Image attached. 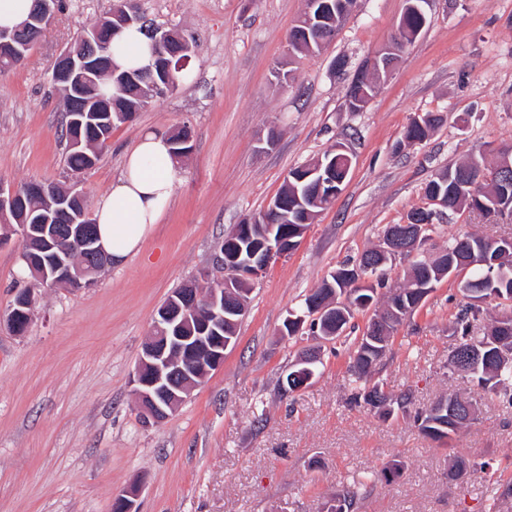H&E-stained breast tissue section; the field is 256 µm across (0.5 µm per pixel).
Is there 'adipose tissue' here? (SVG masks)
<instances>
[{"label": "adipose tissue", "mask_w": 512, "mask_h": 512, "mask_svg": "<svg viewBox=\"0 0 512 512\" xmlns=\"http://www.w3.org/2000/svg\"><path fill=\"white\" fill-rule=\"evenodd\" d=\"M173 157L167 133L148 129L124 153L111 196L94 214L99 243L113 264L136 254L160 223L174 196Z\"/></svg>", "instance_id": "adipose-tissue-1"}]
</instances>
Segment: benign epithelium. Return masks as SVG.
Here are the masks:
<instances>
[{
	"label": "benign epithelium",
	"instance_id": "benign-epithelium-1",
	"mask_svg": "<svg viewBox=\"0 0 512 512\" xmlns=\"http://www.w3.org/2000/svg\"><path fill=\"white\" fill-rule=\"evenodd\" d=\"M306 11L297 26L305 33H313L317 46H322V23L325 22L322 0H306ZM58 10V0H35V9L30 17L17 29L3 31L0 29V68L3 70L18 59H23L33 45L30 37L38 34L53 19ZM141 21V15L135 11L127 10L123 15L112 16V32L117 33L122 28ZM103 23H98L84 32L79 44H70L58 55L53 71L52 80L65 95L72 97H85L91 87L89 60L97 55L106 53L107 43L101 37ZM156 44L164 49L176 48V54L190 55L194 52L193 46L181 36L166 31L160 27L152 32ZM315 46V47H317ZM310 47V50H315ZM401 41L398 35H393L385 51L373 58L369 67L376 79L390 74L398 62ZM165 55H160V61L155 67H150L143 74V81L150 88L170 92L174 89L171 84L162 85L157 80L154 69H162ZM306 172L304 178L317 176L318 190H327L329 197H337L342 189L336 187V181L330 179L329 171L323 168V161L318 159L312 163L301 166ZM35 191L43 198L53 197L56 209L64 212L70 219V224H86L89 217L83 208L84 199L82 191L73 185L57 195L53 187L47 184H38ZM23 200L22 193L13 187H5L0 183V211L16 209ZM254 220H247L237 225L234 233L224 239L221 245L218 263L224 267V280L220 287L212 288L204 293L186 283L177 289L157 310L151 336L142 345L137 364L132 374L133 395L135 407L143 420L158 425L164 422L176 408L184 402L195 387L196 381L205 375L218 370L224 365V351L229 347L225 343L222 331H230L244 315L245 289L243 285L254 282L277 258L287 256L294 247V238L303 234L307 225L303 224L288 232L283 229L272 237L264 231L258 238L253 236ZM431 225L414 216L409 222L401 225L383 240L379 251L388 254L418 249L419 243L426 239ZM30 228L26 224L17 227L5 226L0 229V244L16 240L20 245L29 240ZM43 236L48 238L47 244L63 256V260L52 268H41L37 272L43 287L56 288L62 285L81 288L91 284L93 274L101 271L110 260L103 249L94 245L92 236L83 229H72L62 232L51 223V216L45 215ZM78 240L79 246L93 259L82 269H75L70 263L69 244ZM252 242L249 259L240 261L239 240ZM470 265L461 261H448V275L458 280L465 287L466 294L470 295L468 301L482 304L496 299V296L481 295L467 288L469 279L466 278ZM380 271L375 264L357 265L347 272V279L352 287H369L377 282ZM312 319L319 317L354 314L355 307L349 304L348 299H333L331 305L311 306ZM316 361V353L310 352L294 365L291 378L308 383L314 377L310 365ZM140 488L130 487L116 498L114 509L116 512H139L137 501Z\"/></svg>",
	"mask_w": 512,
	"mask_h": 512
}]
</instances>
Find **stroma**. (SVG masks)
<instances>
[{
	"label": "stroma",
	"mask_w": 512,
	"mask_h": 512,
	"mask_svg": "<svg viewBox=\"0 0 512 512\" xmlns=\"http://www.w3.org/2000/svg\"><path fill=\"white\" fill-rule=\"evenodd\" d=\"M133 5L195 53L177 90L113 128L81 177L88 212L107 199L142 129L189 126L192 149L176 160L172 204L140 252L86 287L36 289L22 335L7 323L20 250L0 247V512H112L134 484L140 512H327L352 477L395 465L399 476L377 483L356 512H485L492 488L512 482V407L449 370L464 302L457 280L439 283L398 326L370 377L391 395L412 391L423 409L451 392L468 397L473 421L444 444L412 417L351 403V356L373 310L356 311L332 343L280 329L337 266L427 206L432 175L479 153L491 167L512 149V0H431L425 28L359 112L348 111L346 87L388 46L406 0H355L316 56L288 44L305 0ZM108 6L61 0L27 59L0 72L1 184L71 183L52 69ZM425 113L445 120L425 144L400 147L404 127ZM339 143L352 155L343 192L256 281L223 367L169 419L142 424L131 377L157 309L188 281L220 280L224 234L263 210L291 169ZM463 234L512 237V221L440 215L421 257ZM312 348L321 358L314 378L283 393ZM460 457L473 465L458 479Z\"/></svg>",
	"instance_id": "1"
}]
</instances>
